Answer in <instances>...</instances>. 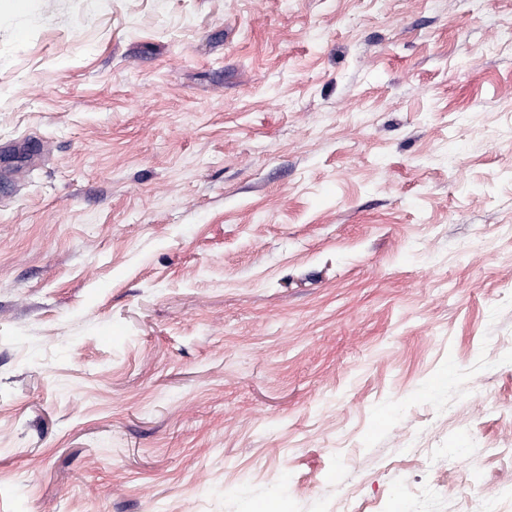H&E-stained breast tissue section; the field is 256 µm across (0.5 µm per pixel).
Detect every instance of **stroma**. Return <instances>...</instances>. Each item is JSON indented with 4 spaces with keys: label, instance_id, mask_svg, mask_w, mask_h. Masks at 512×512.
Segmentation results:
<instances>
[{
    "label": "stroma",
    "instance_id": "35a3bbf8",
    "mask_svg": "<svg viewBox=\"0 0 512 512\" xmlns=\"http://www.w3.org/2000/svg\"><path fill=\"white\" fill-rule=\"evenodd\" d=\"M506 485L512 0H0V512Z\"/></svg>",
    "mask_w": 512,
    "mask_h": 512
}]
</instances>
